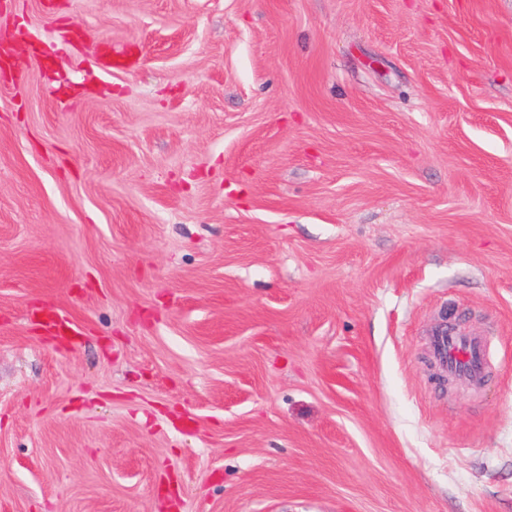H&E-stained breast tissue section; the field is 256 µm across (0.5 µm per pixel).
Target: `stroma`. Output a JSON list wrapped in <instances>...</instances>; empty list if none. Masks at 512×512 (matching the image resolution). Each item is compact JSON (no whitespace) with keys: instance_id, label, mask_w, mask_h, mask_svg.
<instances>
[{"instance_id":"obj_1","label":"stroma","mask_w":512,"mask_h":512,"mask_svg":"<svg viewBox=\"0 0 512 512\" xmlns=\"http://www.w3.org/2000/svg\"><path fill=\"white\" fill-rule=\"evenodd\" d=\"M0 39V512H512V0H0ZM432 357L448 377L465 375L481 380L487 347L478 336L463 335L454 325L439 324L430 336Z\"/></svg>"}]
</instances>
